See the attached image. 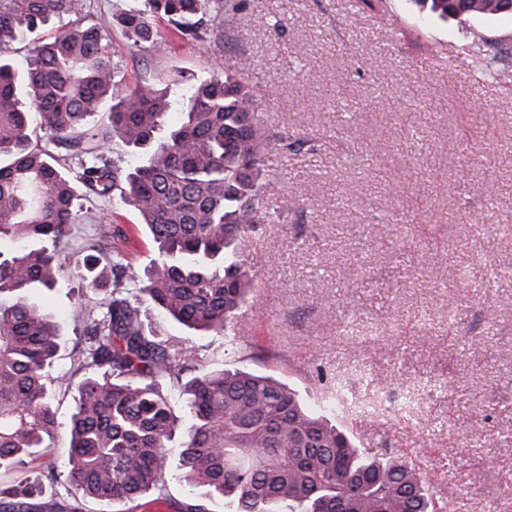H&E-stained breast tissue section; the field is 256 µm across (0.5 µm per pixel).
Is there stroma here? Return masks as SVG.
Listing matches in <instances>:
<instances>
[{"label": "stroma", "instance_id": "stroma-1", "mask_svg": "<svg viewBox=\"0 0 512 512\" xmlns=\"http://www.w3.org/2000/svg\"><path fill=\"white\" fill-rule=\"evenodd\" d=\"M236 2L214 22L223 48L207 34L180 40L163 21L161 55L131 48L114 23L148 0L77 4V18L109 33L120 85L239 75L276 141L261 194L283 214L241 253L257 279L234 349L155 309L152 323L186 350L206 346L208 369L272 376L312 411L340 388L338 424L358 447L421 464L452 512H512V238L495 235L512 223V64L493 80L476 71L492 45H512V14L444 21L415 0ZM82 208L122 228L117 248L134 273L155 257L119 196ZM66 266L32 297L58 326L54 378L70 370L71 310L90 294L76 260ZM166 495L87 508L177 512L199 493L172 480Z\"/></svg>", "mask_w": 512, "mask_h": 512}]
</instances>
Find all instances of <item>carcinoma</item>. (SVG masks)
I'll list each match as a JSON object with an SVG mask.
<instances>
[{"mask_svg": "<svg viewBox=\"0 0 512 512\" xmlns=\"http://www.w3.org/2000/svg\"><path fill=\"white\" fill-rule=\"evenodd\" d=\"M76 0H0V477L20 464L33 476L0 481V512H43V480L56 482L57 427L47 368L57 326L30 300L52 288L65 250L84 254L91 287L112 283L100 301L73 309L81 328L65 386H74L67 501L164 500L172 476L170 442L180 434L177 478L238 512H449L431 497L422 469L365 453L276 379L243 370L207 371L206 347L188 354L145 323L149 306L207 335L224 336L255 288L239 259L249 232L274 221L260 180L274 142L257 115L250 85L234 76L188 87L182 122L160 137L174 101L168 88L124 93L115 81L106 31L76 23L50 41L34 40L26 68L3 57L24 32L72 12ZM116 24L129 44L164 46L156 19L185 35L234 9L233 0H148ZM467 14H496L495 0H468ZM110 124L90 118L103 109ZM142 150L126 172L110 146ZM65 150L60 155L56 148ZM142 217L157 254L137 276L119 260L100 267L121 228L85 230L77 201L107 198ZM177 388L182 404L168 391Z\"/></svg>", "mask_w": 512, "mask_h": 512, "instance_id": "cac0c4a2", "label": "carcinoma"}]
</instances>
